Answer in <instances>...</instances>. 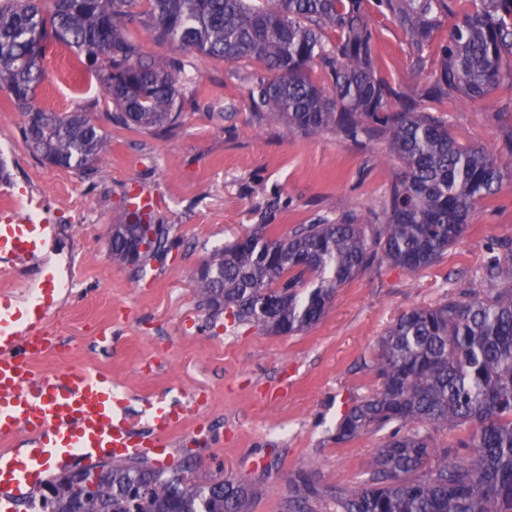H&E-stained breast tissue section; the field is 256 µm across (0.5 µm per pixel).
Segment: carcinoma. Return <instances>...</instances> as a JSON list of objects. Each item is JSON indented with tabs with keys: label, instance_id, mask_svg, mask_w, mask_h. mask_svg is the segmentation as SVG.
<instances>
[{
	"label": "carcinoma",
	"instance_id": "carcinoma-1",
	"mask_svg": "<svg viewBox=\"0 0 512 512\" xmlns=\"http://www.w3.org/2000/svg\"><path fill=\"white\" fill-rule=\"evenodd\" d=\"M469 2L439 45L441 68L408 94L375 75L367 7L399 23L422 64L454 0H273L261 10L251 0H0V87L21 112L34 153L99 175L111 142L97 118L34 109L31 94L44 79L47 45L59 43L84 56L111 100L106 122L152 131L175 125L184 63L145 55L130 34L139 28L181 51L262 62L251 91L261 122L385 137L402 170L386 221L372 236L351 216L301 224L285 236L260 224L193 273L213 317L288 334L317 323L336 288L379 258L409 272L436 262L464 237L477 201L512 176V149L504 160L462 145L445 121L418 107L420 98H483L512 81V0ZM316 67L329 75L333 96L311 79ZM124 223L146 245L136 266L142 272L167 249L169 229L138 212L126 213ZM373 372L378 388L342 415L335 440L391 432L368 482L332 489L336 512H512V268L494 255L480 282L402 313L382 339ZM465 425L473 429L458 444L464 455L435 448L428 427ZM95 466L101 473L91 488L57 498L39 492L40 512L73 505L79 512H247L253 494L233 476L203 483L188 467L164 471L136 457Z\"/></svg>",
	"mask_w": 512,
	"mask_h": 512
}]
</instances>
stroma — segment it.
I'll return each instance as SVG.
<instances>
[{
    "label": "stroma",
    "instance_id": "1",
    "mask_svg": "<svg viewBox=\"0 0 512 512\" xmlns=\"http://www.w3.org/2000/svg\"><path fill=\"white\" fill-rule=\"evenodd\" d=\"M377 76L416 85L408 37L390 15L369 11ZM186 98L175 128L107 126L112 149L103 176L87 177L36 156L21 118L0 89V190L23 214L55 227L44 250L0 275V292L27 307L54 268L65 287L45 327L58 347L38 360L52 371L112 377L128 400L133 436H143L148 403L176 402L178 416L157 468L182 463L200 481L236 475L253 484L249 512H291L294 481L308 474L313 512H336L327 489L359 487L370 476L385 432L336 443L341 414L371 395L370 366L380 341L404 311L434 306L480 279L489 249L512 240V180L479 201L469 229L431 266L411 273L388 262L337 288L311 327L274 334L226 326L201 304L191 279L213 250L258 224L290 233L301 224L357 215L379 224L401 169L381 140L353 141L327 131L304 134L258 123L249 96L261 63H228L184 52ZM32 104L49 112L100 113L108 98L75 50L52 45ZM461 144L502 156L512 134V83L482 99L458 95L424 102ZM153 200L172 244L143 273L113 258L109 235L132 195Z\"/></svg>",
    "mask_w": 512,
    "mask_h": 512
}]
</instances>
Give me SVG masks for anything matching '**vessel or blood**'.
Masks as SVG:
<instances>
[{
    "label": "vessel or blood",
    "instance_id": "obj_1",
    "mask_svg": "<svg viewBox=\"0 0 512 512\" xmlns=\"http://www.w3.org/2000/svg\"><path fill=\"white\" fill-rule=\"evenodd\" d=\"M48 227L18 208L0 211V270L9 271L13 259L35 257ZM55 288L53 274L45 273L38 302L24 311H14L8 297L0 298V507L36 484L51 459L65 465L77 455L94 461L110 453L151 450L150 444L130 439L110 380L87 371L59 374L39 367L38 354L52 346L43 330L55 305ZM21 434L32 438L34 447L14 448Z\"/></svg>",
    "mask_w": 512,
    "mask_h": 512
}]
</instances>
